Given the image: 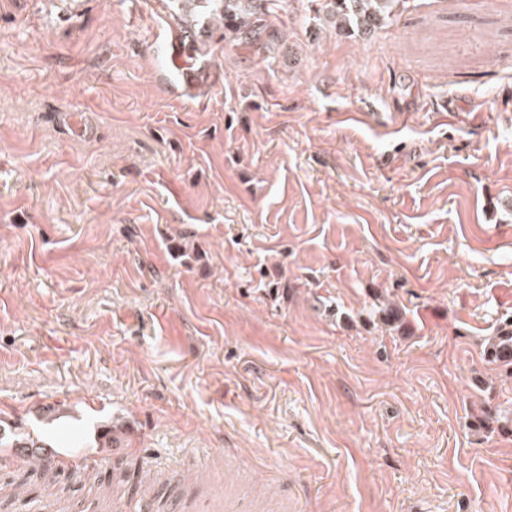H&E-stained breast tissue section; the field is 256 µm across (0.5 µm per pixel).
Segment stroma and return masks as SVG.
Returning <instances> with one entry per match:
<instances>
[{"label": "stroma", "instance_id": "35a3bbf8", "mask_svg": "<svg viewBox=\"0 0 512 512\" xmlns=\"http://www.w3.org/2000/svg\"><path fill=\"white\" fill-rule=\"evenodd\" d=\"M322 3L191 66L168 0H0V419L155 512H512V0ZM410 0H328L325 14L336 30L365 35L387 24ZM487 354L494 363L512 368V329H501L496 336L487 339Z\"/></svg>", "mask_w": 512, "mask_h": 512}]
</instances>
